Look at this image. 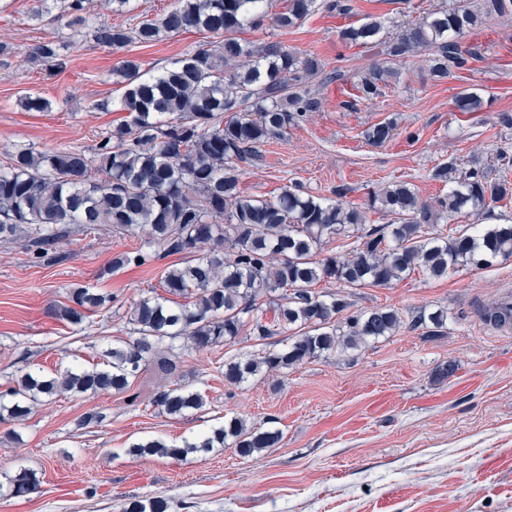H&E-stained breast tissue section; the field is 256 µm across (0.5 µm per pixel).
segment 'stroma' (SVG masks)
Returning a JSON list of instances; mask_svg holds the SVG:
<instances>
[{
	"label": "stroma",
	"mask_w": 512,
	"mask_h": 512,
	"mask_svg": "<svg viewBox=\"0 0 512 512\" xmlns=\"http://www.w3.org/2000/svg\"><path fill=\"white\" fill-rule=\"evenodd\" d=\"M351 2L347 15L319 8L285 31L268 20L242 31V39L257 45L273 41L300 56L313 52L342 77L311 79L319 109L270 139L260 160L243 167L240 188L272 199L297 185L330 198L344 185L349 206L363 211L367 224H383L386 216L368 207L372 191L403 181L431 202L448 190L431 177L437 164L453 159L494 171L498 151L512 154V126L500 120L512 114V17L486 20L479 35L465 39L480 50L466 69L437 80L425 53L399 58L382 96L365 101L354 84L379 57L375 49L342 42L340 31L375 17L384 20L389 41L404 25L457 0ZM175 3L131 0L116 12L110 0H86L83 24L71 28L54 13L34 18L37 0H0V165L24 144L93 152L126 118L124 86L112 74L119 61L133 59L155 73L216 44L215 36L194 30L118 50L93 39L100 24L131 28ZM49 40L65 46L59 61H32V48ZM463 91L479 96V111L456 109ZM29 93L50 100L51 109L25 111L19 100ZM103 101L108 110L100 109ZM383 121L395 122V136L370 144L366 129ZM30 238L25 229L16 240L0 241V391L28 370L54 374L103 362L104 351L127 338L133 303L163 294L166 269L188 260L184 253L160 254L113 270V258L138 250L141 240L107 225H70L52 259L42 262ZM77 286L112 297L79 328L56 315ZM509 286L512 260L441 278L417 272L388 286L342 290L319 282L316 291L345 292L357 311L387 307L407 320L420 309L442 307L448 322L433 339L403 327L350 356L307 360L237 387L224 379L225 362L276 348L277 338L242 337L185 353L181 382L206 405L183 418L120 396L65 394L37 402L26 420L0 421V512H122L126 501L146 496L167 498L169 512H512V331L494 330L479 314ZM447 361L456 372L434 381L435 368ZM92 410L104 411L106 420L81 425ZM232 416L280 430L283 438L254 459L231 447L184 460L127 453L147 438L182 443ZM12 430L18 439L9 438ZM23 468L36 470L41 489L15 497L9 479Z\"/></svg>",
	"instance_id": "1"
}]
</instances>
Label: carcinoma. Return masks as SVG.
Wrapping results in <instances>:
<instances>
[{
    "label": "carcinoma",
    "mask_w": 512,
    "mask_h": 512,
    "mask_svg": "<svg viewBox=\"0 0 512 512\" xmlns=\"http://www.w3.org/2000/svg\"><path fill=\"white\" fill-rule=\"evenodd\" d=\"M271 0H177L158 18L131 29L102 24L97 43L122 48L132 42L151 44L189 28L222 36L215 46L186 54L169 68L146 77L135 60L113 70L125 91L120 100L128 119L102 136L91 155L71 146L37 152L20 145L0 167V238L14 239L22 225L32 227L38 254L52 249L69 224L112 229L141 237L142 247L112 259L117 270L145 263L152 251L194 253L193 262L168 270L165 297H145L127 314L129 339L107 350L103 366L68 368L54 376L26 372L0 393V411L13 421L31 412L40 396L62 392L129 395L144 373L153 379L149 402L163 413L184 417L205 405L203 396L179 383L180 352H201L241 336L265 340L299 329L281 349L262 357L245 355L224 364V379L239 384L265 371L282 373L322 355H347L391 336L402 325L391 308L357 311L343 322L336 315L351 303L340 294L321 295L313 286L333 280L342 288L386 286L415 271L440 278L459 268L482 269L512 258V224L472 227L451 235L438 228L450 214H487L512 196V183L481 168L460 169L454 161L436 166L432 177L448 184L434 211L406 183H392L369 197V207L391 217L387 224L365 227L362 213L348 208L344 188L335 198L284 189L274 200L244 196L239 164L260 158L261 147L289 125L316 110L318 102L306 80L325 72L313 54L299 57L276 43L255 45L236 37L248 26L271 17L286 30L302 23L317 0H287L284 10L269 14ZM84 0H69L63 13L68 25L83 22ZM512 16V0H465L432 12L382 40L383 22L366 21L341 32V40L362 43L389 57L423 52L432 76L443 79L467 67L477 56L461 40L482 20ZM60 44L37 45L30 58L50 62ZM394 72L376 65L357 84L361 98L381 95ZM462 112H477L480 98L463 92L455 99ZM28 111L44 112L51 102L39 95L20 99ZM395 124L380 122L365 131L381 145L393 137ZM103 174L93 179L89 172ZM357 237L359 247L345 256L319 259L324 246ZM110 297L94 288L70 289L71 305L62 319L79 325ZM271 306L272 323L263 322V304ZM448 311L421 309L410 326L438 335ZM278 430L254 429L239 417L183 445L162 439L133 443L126 453L181 460L192 453L229 445L252 458L281 441ZM11 494L26 497L40 489L37 472L22 469L9 479ZM164 497L135 499L122 512H168Z\"/></svg>",
    "instance_id": "cac0c4a2"
}]
</instances>
